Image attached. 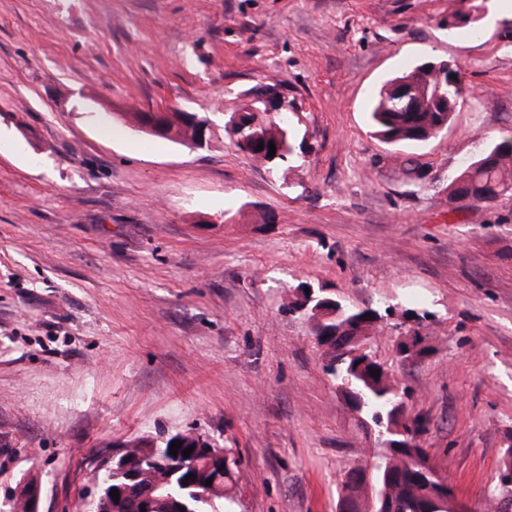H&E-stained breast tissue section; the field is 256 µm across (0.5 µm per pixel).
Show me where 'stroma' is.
<instances>
[{"label": "stroma", "mask_w": 512, "mask_h": 512, "mask_svg": "<svg viewBox=\"0 0 512 512\" xmlns=\"http://www.w3.org/2000/svg\"><path fill=\"white\" fill-rule=\"evenodd\" d=\"M466 0H0V504L83 512L117 445L193 431L239 459V512H336L379 451L323 370L303 281L394 306L372 339L431 464L489 512L512 444V195L455 202L512 133V13ZM459 64L446 130L373 136L391 76ZM262 86L302 151L277 168L224 125ZM206 114L208 146L133 113ZM431 311L427 326L405 317ZM420 332L427 354L401 360Z\"/></svg>", "instance_id": "1"}]
</instances>
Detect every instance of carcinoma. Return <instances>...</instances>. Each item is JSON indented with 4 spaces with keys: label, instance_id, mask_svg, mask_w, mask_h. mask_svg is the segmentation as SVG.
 Here are the masks:
<instances>
[{
    "label": "carcinoma",
    "instance_id": "carcinoma-1",
    "mask_svg": "<svg viewBox=\"0 0 512 512\" xmlns=\"http://www.w3.org/2000/svg\"><path fill=\"white\" fill-rule=\"evenodd\" d=\"M448 96V110L439 112L434 102L436 90ZM266 88L256 87L247 96L253 98L254 111L247 114L245 125L236 135L242 142L236 146L261 162L268 158L269 142H274L278 161L294 156L296 128L279 118H270L260 97ZM464 87L456 79L439 86L436 75L417 66L413 70L389 79L375 97L370 124L374 136L391 144H417L435 137L451 122ZM263 149H257V146ZM512 191V137L503 139L469 163L452 181L450 195H460L475 203H489ZM294 309L308 315L314 322L313 332L318 345L327 356L324 370L333 378L336 390L346 397H359L357 414L371 422L375 431L405 427L400 415L393 411L395 395L387 363L379 359L368 339L376 333L389 309H359L349 306L322 288L313 295L305 289H295ZM379 371V376L372 372ZM172 438L162 442L141 440L140 456L116 467L110 474L109 485L101 486L93 512H140L137 497L113 500L108 487L119 488L131 474L146 468L153 470L157 491L152 512H237V501L228 489L201 497L206 480L212 473L193 465L191 457L175 458L170 452ZM224 485L234 483L238 459L232 450L225 451ZM196 480H188V475ZM377 493L376 509L384 502L392 505L391 512H450L448 497L453 489L436 490L440 477L430 465L426 449L410 437L402 447L376 457L371 474Z\"/></svg>",
    "mask_w": 512,
    "mask_h": 512
}]
</instances>
